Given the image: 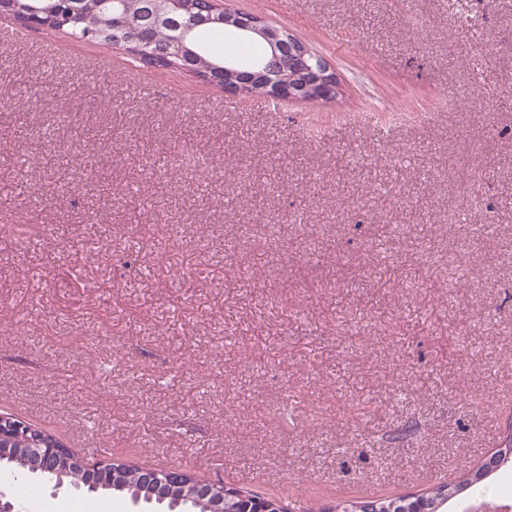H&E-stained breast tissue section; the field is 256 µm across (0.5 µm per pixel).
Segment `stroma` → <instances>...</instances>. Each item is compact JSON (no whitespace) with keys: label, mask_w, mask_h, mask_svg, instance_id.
Returning a JSON list of instances; mask_svg holds the SVG:
<instances>
[{"label":"stroma","mask_w":512,"mask_h":512,"mask_svg":"<svg viewBox=\"0 0 512 512\" xmlns=\"http://www.w3.org/2000/svg\"><path fill=\"white\" fill-rule=\"evenodd\" d=\"M230 5L307 39L336 99L0 42V411L290 512L419 496L512 420V0ZM182 147L214 177L157 165ZM36 493L19 512H134Z\"/></svg>","instance_id":"stroma-1"}]
</instances>
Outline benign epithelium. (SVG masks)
<instances>
[{"mask_svg":"<svg viewBox=\"0 0 512 512\" xmlns=\"http://www.w3.org/2000/svg\"><path fill=\"white\" fill-rule=\"evenodd\" d=\"M207 7L199 10L194 0H98L97 8L112 14L109 28L110 40L114 46L127 50L148 49L157 40H162L164 55L174 62L186 61L196 55L189 45V38L214 26L224 27L242 33L244 36L263 42L270 50L268 60L262 66L236 64L227 59L220 71L207 77V81L224 87L230 95L249 93L252 82L264 84L267 97L272 99H294L318 102L324 94L320 88L332 82V91H337L336 73L331 68L315 70L309 67L306 56L313 55L308 43L288 31L268 24L261 17L240 12L228 7L226 0H205ZM57 0H33L27 29L38 32L40 14L56 10ZM302 70L308 74L309 83L301 88L290 84L288 73ZM24 467L43 473H58L70 466L95 471L118 485L123 477L116 461L96 459L89 461L60 448H27L21 459ZM161 478L152 467L139 471L140 480L149 489V494L160 499L165 494L176 493L180 500L194 507L203 506L207 512H221L224 502L230 497L229 488L224 486L214 492V481H182L185 472L179 469L165 470Z\"/></svg>","mask_w":512,"mask_h":512,"instance_id":"1","label":"benign epithelium"}]
</instances>
